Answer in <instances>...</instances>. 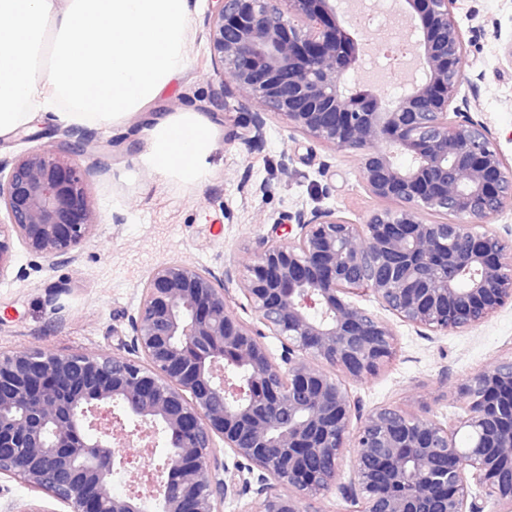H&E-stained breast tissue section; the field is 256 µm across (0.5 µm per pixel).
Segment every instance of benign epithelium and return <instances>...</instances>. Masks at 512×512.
I'll return each mask as SVG.
<instances>
[{"label":"benign epithelium","mask_w":512,"mask_h":512,"mask_svg":"<svg viewBox=\"0 0 512 512\" xmlns=\"http://www.w3.org/2000/svg\"><path fill=\"white\" fill-rule=\"evenodd\" d=\"M209 2L214 72L224 93L257 106L240 143L252 149L279 116L350 153L385 205L359 224L332 209L289 214L288 237L262 238L237 277L156 268L111 352L0 354V475L67 512H220L250 492L256 512H304L335 486L353 512H485L490 500L512 512V354L458 384L463 414L446 421L400 405L365 412L350 388L398 351L393 323L360 295L439 335L512 305V248L491 224L512 204V164L459 102L457 0H404L403 38L423 76L395 97L349 79L364 53L341 0ZM66 137L72 154L94 141L89 130ZM89 176L49 148L0 160V278L16 241L53 265L74 260L96 226ZM226 279L252 319L233 311ZM159 436L163 463L115 494L114 472Z\"/></svg>","instance_id":"obj_1"}]
</instances>
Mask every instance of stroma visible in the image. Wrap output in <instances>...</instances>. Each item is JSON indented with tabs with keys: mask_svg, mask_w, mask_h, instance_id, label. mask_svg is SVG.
I'll use <instances>...</instances> for the list:
<instances>
[{
	"mask_svg": "<svg viewBox=\"0 0 512 512\" xmlns=\"http://www.w3.org/2000/svg\"><path fill=\"white\" fill-rule=\"evenodd\" d=\"M208 0H193L187 20V62L169 89L122 128L95 133L94 155L107 169L90 179L98 224L75 262L51 266L15 245L11 267L0 280V352L22 348L59 354L108 351L116 347L135 313L143 282L160 265L184 261L222 273L236 267L288 213L332 209L361 223L377 201L363 188L350 154L317 144L268 116L263 144L247 150L238 140L253 104L225 96L211 64L204 27ZM457 18L467 43L462 63L471 114L483 121L512 162V66L493 25L512 31V0H458ZM480 78L479 94L470 79ZM192 111L216 132V148L206 160L203 181L191 184L145 169V148L137 134L147 117ZM32 140L0 138V157L11 159L37 144L59 148L64 128L39 122ZM121 223H114V216ZM399 348L376 378L352 386L365 408L384 404L439 419L459 414L457 385L491 368L512 351V306L479 326L448 335H418L396 327Z\"/></svg>",
	"mask_w": 512,
	"mask_h": 512,
	"instance_id": "1",
	"label": "stroma"
}]
</instances>
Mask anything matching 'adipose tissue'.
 Segmentation results:
<instances>
[{
    "label": "adipose tissue",
    "instance_id": "1",
    "mask_svg": "<svg viewBox=\"0 0 512 512\" xmlns=\"http://www.w3.org/2000/svg\"><path fill=\"white\" fill-rule=\"evenodd\" d=\"M189 0H0V137L56 115L74 129L127 120L159 98L186 61ZM211 124L156 120L145 163L201 182Z\"/></svg>",
    "mask_w": 512,
    "mask_h": 512
}]
</instances>
